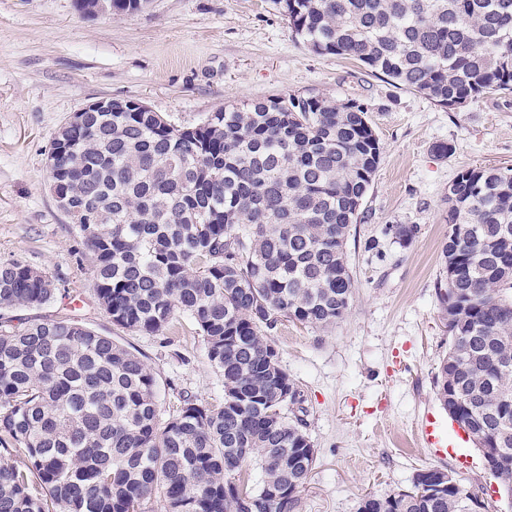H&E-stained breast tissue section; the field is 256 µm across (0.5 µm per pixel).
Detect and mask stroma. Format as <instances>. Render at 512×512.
I'll use <instances>...</instances> for the list:
<instances>
[{"label":"stroma","instance_id":"stroma-1","mask_svg":"<svg viewBox=\"0 0 512 512\" xmlns=\"http://www.w3.org/2000/svg\"><path fill=\"white\" fill-rule=\"evenodd\" d=\"M364 104L383 147L347 251L350 308L335 326L278 325L273 340L303 394L298 415L316 448L298 512H358L367 496L409 488L426 468L454 470L482 493L486 512H512L477 449L449 423V456L424 448L427 412L447 418L434 379L447 344L435 294L448 235V183L466 168H512V93L492 91L448 109L390 85L361 64L308 51L273 0H152L149 9L87 18L74 0H0V263L48 272L55 302L6 309L13 323L74 315L139 355L154 371L162 415L186 395L216 406L219 373L190 320L165 338L112 324L98 305L78 225L50 189L58 129L103 98L132 99L182 125L271 96ZM451 144L448 156L436 144ZM415 224L402 246L386 225ZM378 239L380 254L366 252ZM471 466L458 469L453 452Z\"/></svg>","mask_w":512,"mask_h":512}]
</instances>
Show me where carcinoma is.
I'll use <instances>...</instances> for the list:
<instances>
[{"mask_svg": "<svg viewBox=\"0 0 512 512\" xmlns=\"http://www.w3.org/2000/svg\"><path fill=\"white\" fill-rule=\"evenodd\" d=\"M273 2L310 51L440 106L512 92V0ZM50 152L105 314L152 336L189 317L224 402L186 396L164 418L154 372L112 337L69 316L1 321L0 512H297L316 449L271 333L284 320L327 329L349 309L347 240L381 159L365 108L278 96L184 126L115 103L60 127ZM418 233L384 229L398 244ZM440 266L437 395L475 445L498 448L494 477L511 491L512 169L448 182ZM55 297L45 272L0 263V310ZM478 499L415 480L359 512H476Z\"/></svg>", "mask_w": 512, "mask_h": 512, "instance_id": "obj_1", "label": "carcinoma"}]
</instances>
